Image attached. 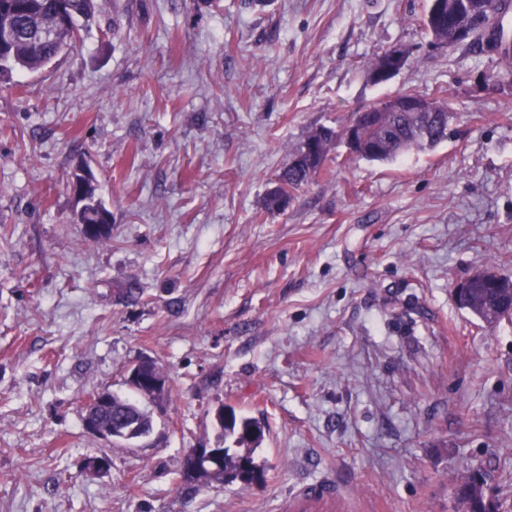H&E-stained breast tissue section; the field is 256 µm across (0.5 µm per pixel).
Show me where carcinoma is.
Segmentation results:
<instances>
[{
	"instance_id": "1",
	"label": "carcinoma",
	"mask_w": 512,
	"mask_h": 512,
	"mask_svg": "<svg viewBox=\"0 0 512 512\" xmlns=\"http://www.w3.org/2000/svg\"><path fill=\"white\" fill-rule=\"evenodd\" d=\"M470 8L455 14L457 27L471 32L463 44L478 50L496 49L493 41L496 34L489 27L496 12L495 0H467ZM96 0H0V74L7 75L15 69L37 72L75 45L81 32L93 21ZM59 29V42H47L40 34L45 28ZM363 133L366 145L356 156L368 161H389L403 152L416 147L435 145L448 138V114L430 117L427 113L382 112L378 106L368 108ZM316 139L319 150L326 154L332 142L341 138L331 128H320L307 139ZM319 162H304L290 165L278 176L279 187L268 193L265 209L280 210L281 197L287 198L308 184L320 172ZM87 193L96 201V206L87 209L83 218L88 223L98 221V209L105 208L96 198L93 180L87 179ZM461 308L487 325H494L507 318L512 308V276H504L501 286L474 281L466 289ZM151 403L149 395L142 393L136 398L112 394L109 408L94 410V414L110 424L123 418L152 424L146 405ZM258 421L252 417L239 416L232 408H224V439L236 438L238 429L249 431ZM261 441L254 440L247 448L224 447V470L213 473L209 483L221 484L239 480L245 484L263 480L266 461L257 454ZM457 509L460 512H497L487 495L488 473L481 467L467 465L460 468L453 480Z\"/></svg>"
}]
</instances>
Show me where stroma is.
Instances as JSON below:
<instances>
[{
  "mask_svg": "<svg viewBox=\"0 0 512 512\" xmlns=\"http://www.w3.org/2000/svg\"><path fill=\"white\" fill-rule=\"evenodd\" d=\"M81 41L0 80V512H291L330 482L340 512H457L484 461L512 512V323L455 284L512 275V74L431 45L428 0H96ZM394 44L407 66L376 85ZM404 92L443 100L448 137L379 163L344 142L288 205L266 194L315 129ZM112 214L87 240L67 187ZM141 295L128 299L124 287ZM149 358L153 433L84 424ZM261 421L264 482L188 494L217 404ZM112 466L90 472L88 458ZM409 56L410 53L407 47L400 44L392 45L386 49V57L380 65L381 53L375 55L367 66V74L376 68L370 73V78L381 84L387 83L401 72L407 64ZM152 370H154L157 375L152 373ZM162 380H165L163 388L166 390L168 382L163 370L158 365L155 366L153 360L148 358H142L133 362L126 370L127 385L132 389L154 388L151 397L158 406L165 400L160 392Z\"/></svg>",
  "mask_w": 512,
  "mask_h": 512,
  "instance_id": "35a3bbf8",
  "label": "stroma"
}]
</instances>
